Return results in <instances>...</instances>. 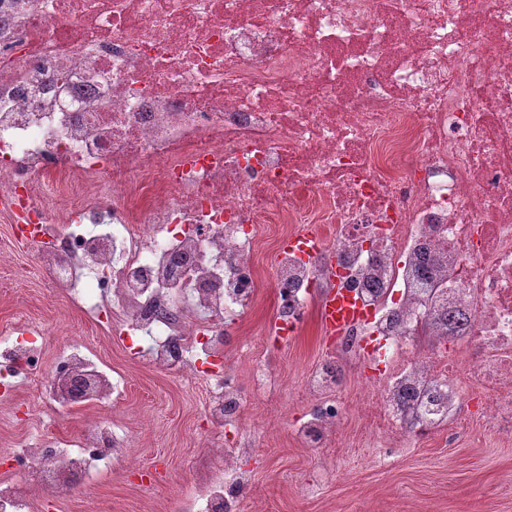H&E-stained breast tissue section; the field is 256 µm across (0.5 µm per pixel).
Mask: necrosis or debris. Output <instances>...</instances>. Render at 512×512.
I'll list each match as a JSON object with an SVG mask.
<instances>
[{"label":"necrosis or debris","instance_id":"1","mask_svg":"<svg viewBox=\"0 0 512 512\" xmlns=\"http://www.w3.org/2000/svg\"><path fill=\"white\" fill-rule=\"evenodd\" d=\"M73 171L48 208L37 178ZM0 214L60 297L200 383L217 436L243 426L224 324L284 224L323 247L270 250L272 332L338 288L365 313L304 375L308 447L351 397L384 457L470 425L512 443V0H0ZM34 380L50 421L126 385L89 346L48 367L40 330L1 335L0 385ZM126 440L0 452V512L69 499ZM243 446L211 442L189 512H240Z\"/></svg>","mask_w":512,"mask_h":512}]
</instances>
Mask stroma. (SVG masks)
Masks as SVG:
<instances>
[{"mask_svg": "<svg viewBox=\"0 0 512 512\" xmlns=\"http://www.w3.org/2000/svg\"><path fill=\"white\" fill-rule=\"evenodd\" d=\"M7 232L0 218V329L12 328L21 317L42 327L48 363L63 345L97 343L98 326L54 294L36 274L33 256L6 252ZM257 273L263 287L255 305L243 320L225 326L229 347L259 339L273 316L274 271L261 258ZM326 342L311 317L290 345L272 353L273 368L288 385L265 411L246 410L251 451L238 462L254 479L242 512H512V446L498 445L483 430L411 443L386 467L370 449L358 447L364 420L354 407L344 416L341 447L310 448L298 440L292 424L303 412L298 399L304 370ZM101 354L130 374L122 405L101 406L93 414L76 409L61 415L57 426L74 436L92 417L116 416L129 433L131 451L111 477L43 512H181L209 467L199 445L208 427L201 388L180 376L130 365L119 342L103 346ZM32 399V391L21 389L13 414L0 412L1 445L20 447L41 430Z\"/></svg>", "mask_w": 512, "mask_h": 512, "instance_id": "stroma-1", "label": "stroma"}]
</instances>
